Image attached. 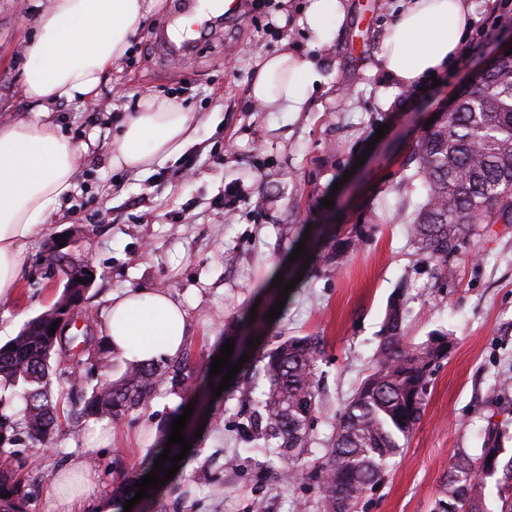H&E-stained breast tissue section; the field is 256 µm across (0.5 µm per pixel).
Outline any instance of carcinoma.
I'll return each mask as SVG.
<instances>
[{
    "label": "carcinoma",
    "mask_w": 512,
    "mask_h": 512,
    "mask_svg": "<svg viewBox=\"0 0 512 512\" xmlns=\"http://www.w3.org/2000/svg\"><path fill=\"white\" fill-rule=\"evenodd\" d=\"M416 175L425 190L410 231L414 247L439 272L451 275L448 261L480 232L483 224H512V63L497 67L480 85L461 93L451 112H439L423 130L416 149ZM365 233L337 236L325 263L334 269ZM50 319L38 315L13 339L0 345V512H27L35 491V464L18 447L20 435L48 442L61 426L60 403L53 379L65 373L63 350L86 346L78 363L99 376L88 388L67 377L73 407L98 418H118L148 403L157 382L171 374L182 386L192 377L187 361L162 369L153 363H126L112 378L120 355L105 337L82 331L49 335ZM452 338L434 332L419 344L407 341L405 299L389 304L374 363L350 398L336 413L334 433L322 449L313 473L319 512H355L359 498L383 478L390 459L402 452L401 439L421 420L431 368L448 357ZM320 336L283 338L264 356L262 373L268 391L259 409L244 422L255 452L275 454L293 464L280 478L296 482L308 474L294 466L313 444V424L321 403L316 387ZM480 455L459 448L448 463L436 512L460 502L466 512H487L486 478L474 470ZM506 479L501 512H512V457L499 462ZM139 481L125 475L113 486V500L122 506L134 497Z\"/></svg>",
    "instance_id": "cac0c4a2"
}]
</instances>
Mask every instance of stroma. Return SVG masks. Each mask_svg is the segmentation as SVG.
I'll list each match as a JSON object with an SVG mask.
<instances>
[{
  "instance_id": "1",
  "label": "stroma",
  "mask_w": 512,
  "mask_h": 512,
  "mask_svg": "<svg viewBox=\"0 0 512 512\" xmlns=\"http://www.w3.org/2000/svg\"><path fill=\"white\" fill-rule=\"evenodd\" d=\"M160 0L91 104L63 103L54 122L91 145L75 188L49 233L28 251L11 299L0 301V345L60 297L67 277L47 261L55 237L70 235L75 262L96 279L84 307L103 322L107 297L127 286L162 288L183 306L189 332L181 358L197 379L189 390L162 383L150 403L119 420L70 411L52 450L29 444L39 472L29 512H59L44 497L54 472L88 460L95 495L112 498V478L131 469L171 433L174 413L207 398L176 475L150 490L139 512H316L315 487L282 482L281 458L252 451L242 423L268 383L256 378L253 402L231 390L213 396L210 366L231 339L257 336L244 370L286 336H320L323 409L312 465L332 435L336 410L372 364L388 302L406 300L407 336L425 341L452 333L447 358L433 368L424 414L383 480L366 490L357 512H433L455 449L479 453L486 431L512 456V224L481 229L452 259L453 279L439 276L408 237L424 198L408 155L426 121L465 91L499 41L512 39V0H467L471 28L453 71L439 85L400 86L379 65L382 40L406 0H341L345 17L323 36L300 25L307 0H244L239 17L188 56H163L157 40L170 20ZM50 0H0V122L32 116L21 92L25 42ZM310 60L321 82L301 112H257L249 98L256 63L282 43ZM174 96L197 112L194 145L145 172L114 169L110 145L142 92ZM384 130L376 138V130ZM363 166H356L357 157ZM332 197L333 208L322 207ZM367 231L344 265H323L319 246L275 320L272 282L293 265L289 256L307 226ZM112 430L109 445L89 449L86 435ZM235 468H227L229 457Z\"/></svg>"
}]
</instances>
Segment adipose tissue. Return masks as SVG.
Listing matches in <instances>:
<instances>
[{
  "instance_id": "obj_1",
  "label": "adipose tissue",
  "mask_w": 512,
  "mask_h": 512,
  "mask_svg": "<svg viewBox=\"0 0 512 512\" xmlns=\"http://www.w3.org/2000/svg\"><path fill=\"white\" fill-rule=\"evenodd\" d=\"M151 9L150 0H51L27 39L21 90L38 110L27 120L0 123V300L18 285L31 240L70 197L88 149L61 133L52 107L92 102ZM469 27L466 0H409L386 33L380 64L397 84H422L459 56ZM318 80L313 63L281 48L255 72L253 109L302 111ZM197 123L178 98L141 95L111 145L113 168L142 172L178 155L194 142ZM104 327L124 360L147 364L181 350L188 322L170 292L138 286L110 296ZM84 470L82 460L70 461L48 483L46 498L64 512H101L90 489L62 490Z\"/></svg>"
}]
</instances>
